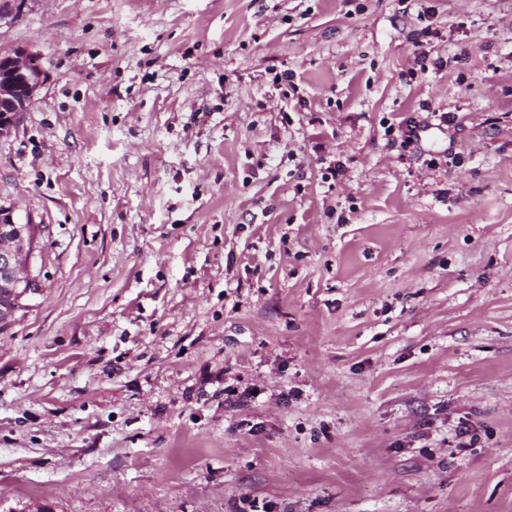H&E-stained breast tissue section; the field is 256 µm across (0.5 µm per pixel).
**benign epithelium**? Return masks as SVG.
I'll return each instance as SVG.
<instances>
[{"instance_id": "benign-epithelium-1", "label": "benign epithelium", "mask_w": 512, "mask_h": 512, "mask_svg": "<svg viewBox=\"0 0 512 512\" xmlns=\"http://www.w3.org/2000/svg\"><path fill=\"white\" fill-rule=\"evenodd\" d=\"M28 0H0V20L19 16ZM46 80L23 48L0 58V136L9 134L19 122V101L34 100ZM36 243L33 225L19 224L10 208L0 207V326L8 325L18 310L14 296L37 290L27 272V261Z\"/></svg>"}]
</instances>
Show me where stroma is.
Returning a JSON list of instances; mask_svg holds the SVG:
<instances>
[{
  "instance_id": "stroma-1",
  "label": "stroma",
  "mask_w": 512,
  "mask_h": 512,
  "mask_svg": "<svg viewBox=\"0 0 512 512\" xmlns=\"http://www.w3.org/2000/svg\"><path fill=\"white\" fill-rule=\"evenodd\" d=\"M19 47L0 512H512V0H30ZM440 37V31L432 29L430 25L413 34L412 46L415 48V60L421 74H425L430 67L432 70H437L441 67L440 58L433 59L429 54L431 53L434 40H438ZM36 243L33 224H19L10 208L0 207V326L8 325L18 303L37 290L27 272V261ZM19 297L13 301L14 295Z\"/></svg>"
}]
</instances>
